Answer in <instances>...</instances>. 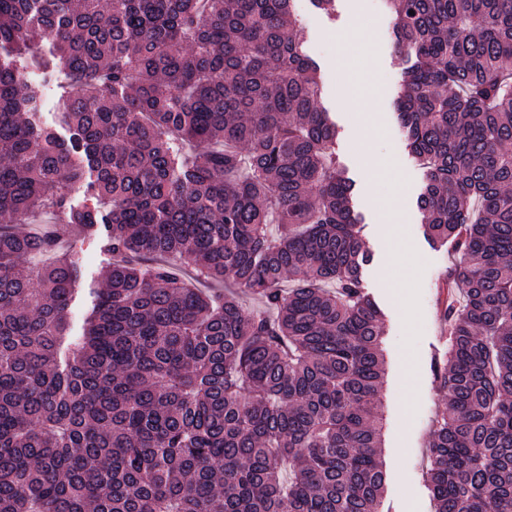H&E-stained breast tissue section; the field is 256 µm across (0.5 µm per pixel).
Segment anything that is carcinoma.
<instances>
[{
  "mask_svg": "<svg viewBox=\"0 0 512 512\" xmlns=\"http://www.w3.org/2000/svg\"><path fill=\"white\" fill-rule=\"evenodd\" d=\"M386 2L457 255L428 488L512 512V0ZM303 45L293 0H0V512H378L383 314ZM31 69L66 77L70 143ZM43 211L106 231L77 339L79 260L17 230Z\"/></svg>",
  "mask_w": 512,
  "mask_h": 512,
  "instance_id": "1",
  "label": "carcinoma"
}]
</instances>
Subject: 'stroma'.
Masks as SVG:
<instances>
[{
  "mask_svg": "<svg viewBox=\"0 0 512 512\" xmlns=\"http://www.w3.org/2000/svg\"><path fill=\"white\" fill-rule=\"evenodd\" d=\"M295 17L306 34L305 51L318 65L321 103L338 130L336 151L364 220L363 234L373 257L364 284L384 318L381 453L386 491L381 509L435 512L425 463L433 421L445 405L434 365L448 348V328L439 310L454 252L451 245L427 238L417 206L423 173L406 148L397 111L405 60L395 49L392 18L383 0H336L332 16L311 0H299ZM352 29L356 38L339 45V36ZM358 78L368 82L369 109L378 116L379 129L371 136L362 119L367 108L348 100L350 84ZM31 226L60 230L65 247L81 259L83 289L69 312L71 335H81L90 307L87 290L101 285L111 259L104 238L60 226L48 213L36 216Z\"/></svg>",
  "mask_w": 512,
  "mask_h": 512,
  "instance_id": "stroma-1",
  "label": "stroma"
}]
</instances>
